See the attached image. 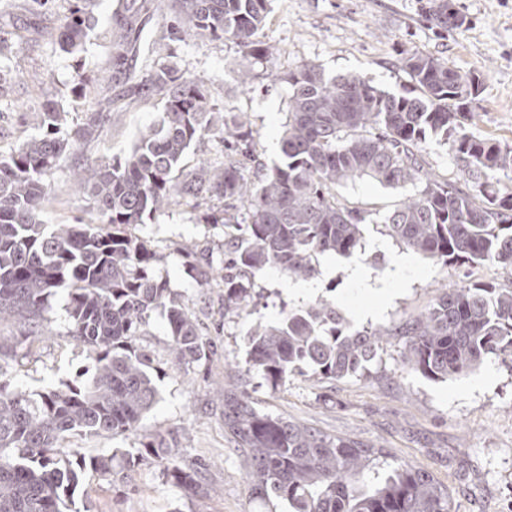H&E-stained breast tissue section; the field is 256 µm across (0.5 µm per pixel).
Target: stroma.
I'll use <instances>...</instances> for the list:
<instances>
[{
  "label": "stroma",
  "mask_w": 512,
  "mask_h": 512,
  "mask_svg": "<svg viewBox=\"0 0 512 512\" xmlns=\"http://www.w3.org/2000/svg\"><path fill=\"white\" fill-rule=\"evenodd\" d=\"M9 15L0 14V36L15 47L13 102L0 103V127L13 129L0 141L9 153L25 138L37 135L34 125H21L26 103L66 94L71 121L93 111L94 102L68 95L77 76H112V118L99 138L82 148L89 158L126 153L140 133L157 122L165 101L158 95H132L109 52L108 25L123 0H100L95 22L80 51L67 54L44 34L55 27L68 7L56 0L52 12L35 15L29 0H11ZM426 0H271V11L259 38L275 53L243 59L230 41L189 37L164 40L169 9L159 10L146 28L140 67H174L202 80L219 109L244 112L250 118L255 155L264 166L280 158V137L291 89L280 74L297 64L319 66L327 76L353 75L400 95L413 85L403 70L408 53L444 58L449 68L479 75L483 81L473 104L468 130L479 138L512 145V0H453L465 19L462 27L438 30L424 16ZM251 74L240 85L241 66ZM53 205L42 216L48 228L76 220L93 224L91 200L72 195L70 171L60 167L49 178ZM413 185L388 188L362 178L338 187L352 206L367 211L361 245L349 256L317 255L311 291L289 288L277 269L256 273V286L245 313H224V287L205 279L207 264L224 257V227L196 220L194 198L156 219L129 227L148 242L159 261L156 273L188 301L190 310L208 326L213 352L208 359L180 368L171 364L164 309L155 310L132 347L152 358L157 402L135 432L80 440L92 455L125 458L143 442L163 437L184 468L204 464V497L186 496L164 464L144 462L127 468L118 480L97 473L81 478L70 512H288L277 501L254 497L247 466L224 433V370H245L248 391L259 410L288 417L331 435L383 449L389 460L422 465L452 492V512H512V359L493 357L475 371L448 382L427 379L401 364L397 345L380 351L370 365V378L321 379L295 373L273 387L248 371L247 337L259 326L278 321L283 312L318 298L333 301L350 330L394 325L424 311L437 289L469 284L512 285V266L455 262L440 265L386 235L376 216L415 193ZM194 244L197 258L182 252ZM409 255L402 276L391 263ZM367 269L386 282V294L353 282L351 267ZM66 294L49 301L46 332L27 359L13 357L18 330L0 323V373L26 391H40L60 381L75 380L90 363L86 347L67 334Z\"/></svg>",
  "instance_id": "obj_1"
}]
</instances>
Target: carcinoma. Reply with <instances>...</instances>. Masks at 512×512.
Returning a JSON list of instances; mask_svg holds the SVG:
<instances>
[{
  "label": "carcinoma",
  "mask_w": 512,
  "mask_h": 512,
  "mask_svg": "<svg viewBox=\"0 0 512 512\" xmlns=\"http://www.w3.org/2000/svg\"><path fill=\"white\" fill-rule=\"evenodd\" d=\"M98 0H74L58 26L61 48L78 51ZM270 0H171L175 35L231 40L249 57L270 50L258 41ZM154 0H127L110 21L113 57L141 53L144 16ZM425 18L441 30L464 18L450 0H427ZM414 82L407 95L389 94L348 76L328 78L314 64L288 73L291 104L281 161L258 182L245 174L253 130L245 113L219 112L208 89L174 68L130 70L133 88L166 97L159 121L130 150L112 158L79 157L98 138L109 114L105 88L81 79L73 92L99 109L68 126L55 101L37 112L42 133L0 154V321L13 319L20 337L40 336L49 299L68 290L67 335L87 347L94 365L87 383L27 393L0 377V512H69L79 475H117L114 456H87L66 439L122 436L140 427L157 401L151 359L133 350L150 311H167L172 362L206 357L198 320L182 295L157 277L158 257L124 229L167 212L191 195L221 203L199 220L224 225V313L242 315L255 274L267 267L294 278L316 273L313 257L350 255L359 247L367 212L348 206L336 188L369 177L399 188H421L383 217L388 235L413 252L450 262L512 266V189L495 186L512 168V147L470 135L472 101L481 80L419 52L404 59ZM207 136L224 141V161L182 162ZM448 144L472 192L424 171L420 146ZM71 163L76 190L91 197L99 225L60 224L40 216L52 200L48 177ZM402 341L411 370L445 382L491 356H512V287L444 288L420 316L395 326L349 331L335 305L317 299L290 309L248 337L249 369L277 386L307 372L330 379L363 373L388 337ZM224 430L241 451L252 493L291 512H452L449 489L420 467L391 464L382 450L331 436L258 410L243 384L224 387ZM165 460L186 491H205L201 472L173 463L153 443L125 459L131 467Z\"/></svg>",
  "instance_id": "carcinoma-1"
}]
</instances>
